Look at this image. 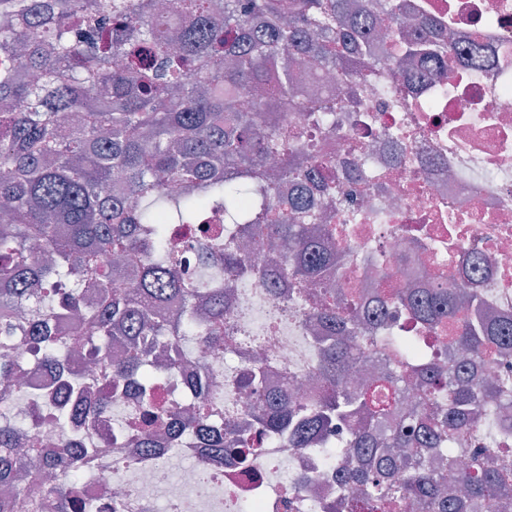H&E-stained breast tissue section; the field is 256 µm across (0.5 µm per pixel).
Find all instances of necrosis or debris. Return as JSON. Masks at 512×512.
Here are the masks:
<instances>
[{
  "label": "necrosis or debris",
  "mask_w": 512,
  "mask_h": 512,
  "mask_svg": "<svg viewBox=\"0 0 512 512\" xmlns=\"http://www.w3.org/2000/svg\"><path fill=\"white\" fill-rule=\"evenodd\" d=\"M407 2L441 22L459 59L447 79L364 72L356 103L340 102L335 131L317 135L320 156L350 197L328 219L345 260L342 285L371 298L410 286L448 288L471 277L479 255L490 308L512 319V0ZM243 286L234 314L241 335L226 337L220 351L185 345L161 398L190 405L191 377L206 370L225 416L250 428L253 395L233 385L225 357L243 368L262 354L270 363L264 387L273 393L289 387L308 396L321 385L301 315L274 304L258 281ZM28 349L19 341L18 379L0 405L21 439L63 436L100 447L82 479L89 512H334L336 470L310 451L267 445L248 472L193 432L158 436L155 451H146L129 426L142 403L134 381L95 428L42 416L39 394L65 404L63 377L90 363L63 352L52 368Z\"/></svg>",
  "instance_id": "4bbe7bcc"
}]
</instances>
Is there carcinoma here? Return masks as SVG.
Listing matches in <instances>:
<instances>
[{"label":"carcinoma","instance_id":"obj_1","mask_svg":"<svg viewBox=\"0 0 512 512\" xmlns=\"http://www.w3.org/2000/svg\"><path fill=\"white\" fill-rule=\"evenodd\" d=\"M383 20L373 0H167L163 9L157 0H0V351H12L26 322L47 362L65 338L88 349L98 375L71 386L83 419L96 425L128 381L141 380L146 396L153 390L148 357L178 365L164 349L143 351L150 337L196 334L209 343L224 332L244 228L270 253L256 269L266 294L313 308L303 327L324 392L259 400L258 428L245 432L198 381L187 415L145 402L142 447L156 432L191 429L244 464L271 439L320 450L335 458L337 512L353 488L369 512L384 504L399 512L408 499L419 512H480L507 494L512 450L500 447V421L486 403L512 395V376L488 383L481 371L512 353V320L465 285L385 296L374 325L388 363L351 385L353 366L371 361L354 336L367 311L350 292L318 287L338 257L312 211L335 206L336 178L299 147L293 113L334 123L330 91L316 88L327 72L343 74L342 94L368 64L411 74L434 61L439 76L451 72L454 46L430 34L434 20L400 4L386 19L395 49L366 56ZM290 58L309 61L318 78L297 80ZM245 99L252 110L241 108ZM286 181L300 192L286 195ZM220 211L226 227L211 226ZM170 224L200 226L192 262ZM115 256L138 260L133 286ZM404 311L432 332L448 329L464 357L426 361L421 337L394 331ZM115 337L126 346L118 361L107 346ZM265 376L266 364L255 363L233 381L256 393ZM417 387L430 403L413 401L407 418H396ZM333 424L346 432L331 443ZM471 440L475 465L458 471L457 451ZM15 441L13 424L1 423L0 486L29 471L33 490L0 496V512H84V449L59 440L44 461L41 441L24 456L13 453ZM57 468L64 480L42 485L41 471Z\"/></svg>","mask_w":512,"mask_h":512}]
</instances>
